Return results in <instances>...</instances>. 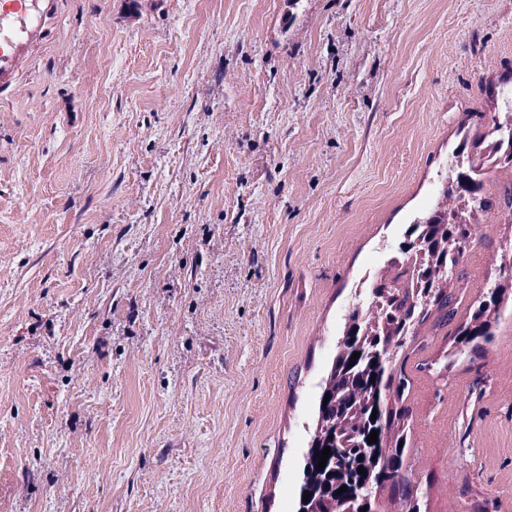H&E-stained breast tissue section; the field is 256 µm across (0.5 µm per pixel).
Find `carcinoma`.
<instances>
[{
  "instance_id": "cac0c4a2",
  "label": "carcinoma",
  "mask_w": 512,
  "mask_h": 512,
  "mask_svg": "<svg viewBox=\"0 0 512 512\" xmlns=\"http://www.w3.org/2000/svg\"><path fill=\"white\" fill-rule=\"evenodd\" d=\"M472 234V224L424 223L406 225L403 235L420 241L417 248L400 250L391 259L395 274L366 281L372 311L348 312L336 352L320 380L307 448L296 464L301 474L294 512H380L375 492L359 500L341 486L363 480L377 490L385 487L399 493L402 512H421V501L403 484L401 469L409 453L404 401L411 379L399 358L409 347L417 329L429 320L443 326L455 319L464 296L450 289ZM512 301V278L495 284L491 305L469 303L466 318L456 329L443 368L455 365L461 347L475 351L495 336L494 330L508 302ZM360 353L356 360L351 355ZM378 413H373V410ZM376 419H371V415ZM378 432L369 445L370 432ZM331 448L324 469L318 461L324 448ZM364 468L359 473L358 468ZM310 494L303 501L301 493Z\"/></svg>"
}]
</instances>
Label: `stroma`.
Wrapping results in <instances>:
<instances>
[{
	"instance_id": "stroma-1",
	"label": "stroma",
	"mask_w": 512,
	"mask_h": 512,
	"mask_svg": "<svg viewBox=\"0 0 512 512\" xmlns=\"http://www.w3.org/2000/svg\"><path fill=\"white\" fill-rule=\"evenodd\" d=\"M53 0L0 93V512H294L360 279L390 273L512 0ZM512 211L475 224L467 299ZM407 349L423 512H512V312Z\"/></svg>"
}]
</instances>
